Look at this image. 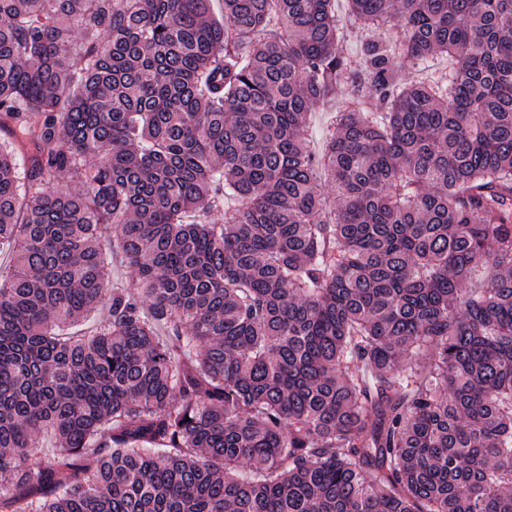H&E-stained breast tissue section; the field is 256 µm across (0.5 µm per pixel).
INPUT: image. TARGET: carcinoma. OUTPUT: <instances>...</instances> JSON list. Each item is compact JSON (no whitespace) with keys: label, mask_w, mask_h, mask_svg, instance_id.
<instances>
[{"label":"carcinoma","mask_w":512,"mask_h":512,"mask_svg":"<svg viewBox=\"0 0 512 512\" xmlns=\"http://www.w3.org/2000/svg\"><path fill=\"white\" fill-rule=\"evenodd\" d=\"M223 2L0 0V512H512V0ZM333 113L331 109L324 107L314 110L308 117V125L310 127L312 146L319 150L323 146L322 131L329 123Z\"/></svg>","instance_id":"cac0c4a2"}]
</instances>
